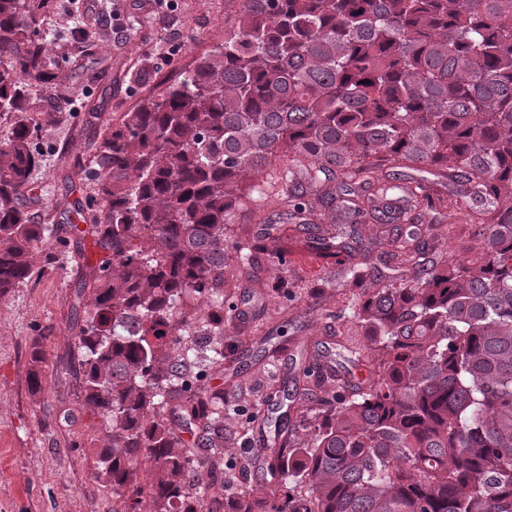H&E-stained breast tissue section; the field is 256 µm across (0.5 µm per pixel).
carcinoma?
Masks as SVG:
<instances>
[{
    "label": "carcinoma",
    "mask_w": 512,
    "mask_h": 512,
    "mask_svg": "<svg viewBox=\"0 0 512 512\" xmlns=\"http://www.w3.org/2000/svg\"><path fill=\"white\" fill-rule=\"evenodd\" d=\"M247 2L218 50L109 127L74 205L72 233L108 252L86 265L71 326L81 404L107 430L93 479L122 512H224V448L263 419L225 426L224 389L202 381L224 371L227 252L285 264L270 238L231 235L240 185L270 168L283 210L257 203L252 223L345 257L336 335L368 377L315 339L294 382L319 406L310 437L278 420L253 449L278 488L230 512H512V0ZM56 8L0 0V297L60 240L30 188L40 124L73 105L69 59L39 35ZM350 326L366 346L345 347ZM45 340L30 343L36 393Z\"/></svg>",
    "instance_id": "1"
}]
</instances>
